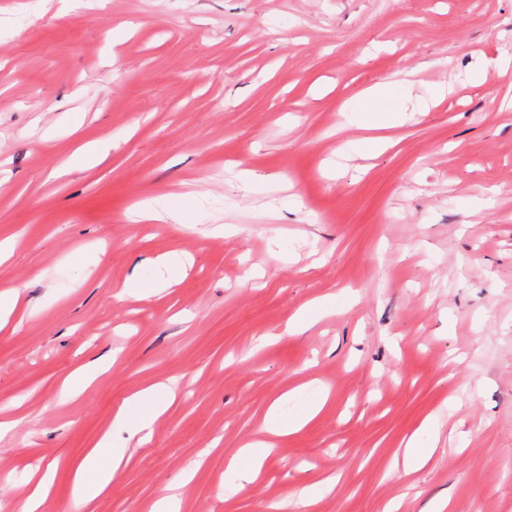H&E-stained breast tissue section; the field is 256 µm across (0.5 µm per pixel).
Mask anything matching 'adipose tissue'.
I'll return each instance as SVG.
<instances>
[{"label":"adipose tissue","instance_id":"obj_1","mask_svg":"<svg viewBox=\"0 0 512 512\" xmlns=\"http://www.w3.org/2000/svg\"><path fill=\"white\" fill-rule=\"evenodd\" d=\"M176 399L172 388L162 382L147 386L126 398L116 411L113 427L126 430L130 438L138 445L147 444L152 436L154 421L173 405ZM328 400L327 393L309 403L295 418L286 420L280 415L281 400H274L266 413L263 430L270 435V442L261 443L260 447L245 445L239 449L228 464L234 471L240 484L254 483L261 471L265 459L274 451V439L287 436L304 427L315 418ZM111 433H104L98 445L86 455L82 466L73 478V498L81 505H89L105 493L112 484L117 470L122 466L124 457L113 454L110 463H103L100 457L101 449L110 447Z\"/></svg>","mask_w":512,"mask_h":512}]
</instances>
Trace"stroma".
<instances>
[{
    "instance_id": "1",
    "label": "stroma",
    "mask_w": 512,
    "mask_h": 512,
    "mask_svg": "<svg viewBox=\"0 0 512 512\" xmlns=\"http://www.w3.org/2000/svg\"><path fill=\"white\" fill-rule=\"evenodd\" d=\"M504 51L512 0H0V291L30 310L0 330V512L34 470L53 474L43 512H149L178 481V512H512V72L480 65ZM444 82L399 126L347 109L377 83L396 108ZM94 142L104 159L76 168ZM185 193V224L130 217ZM98 242L78 279L71 255ZM170 253L192 260L170 287L125 294ZM165 380L177 400L136 450L113 414ZM323 386L239 487L228 459L270 404L299 390L292 417ZM108 430L133 455L78 508ZM411 436L437 449L406 475ZM115 361L116 353L113 352L102 360L93 363L89 369L80 368L68 374L62 384L63 396L69 399L79 396L98 375L111 369ZM112 444V431H106L98 443L86 455L82 466L73 478V498L87 507L96 498L105 493L112 485V479L124 463V456L112 452V462L104 464L100 457V448H109Z\"/></svg>"
}]
</instances>
